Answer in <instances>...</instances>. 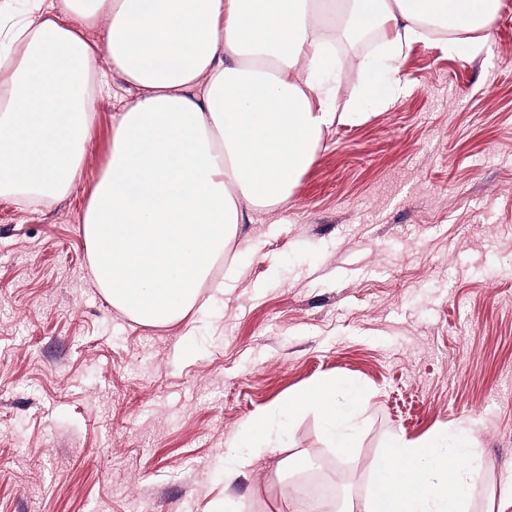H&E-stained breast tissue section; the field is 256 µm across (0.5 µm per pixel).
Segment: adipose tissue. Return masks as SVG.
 <instances>
[{
	"label": "adipose tissue",
	"instance_id": "adipose-tissue-1",
	"mask_svg": "<svg viewBox=\"0 0 512 512\" xmlns=\"http://www.w3.org/2000/svg\"><path fill=\"white\" fill-rule=\"evenodd\" d=\"M502 0H0V194L29 204L79 181L81 146L110 78L139 88L114 117L112 157L82 217L95 279L113 308L146 326L183 319L243 210L287 203L324 128L350 120L324 28H373L395 54L429 27L489 29ZM365 398L335 377L290 408L321 406L332 441L354 445ZM279 427L237 436L240 465L271 451ZM471 430L396 438L372 461L374 487L345 512H474Z\"/></svg>",
	"mask_w": 512,
	"mask_h": 512
}]
</instances>
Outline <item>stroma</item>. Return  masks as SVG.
Wrapping results in <instances>:
<instances>
[{"label": "stroma", "mask_w": 512, "mask_h": 512, "mask_svg": "<svg viewBox=\"0 0 512 512\" xmlns=\"http://www.w3.org/2000/svg\"><path fill=\"white\" fill-rule=\"evenodd\" d=\"M474 53L334 40L359 118L324 130L286 206L248 211L224 294L153 328L98 287L80 224L112 150L98 102L67 196L0 197V512H288L300 454L347 496L399 436L476 432L477 502L512 490V0ZM405 94L372 102L362 67ZM370 396L355 447L313 408L226 481L233 438L314 380Z\"/></svg>", "instance_id": "obj_1"}]
</instances>
